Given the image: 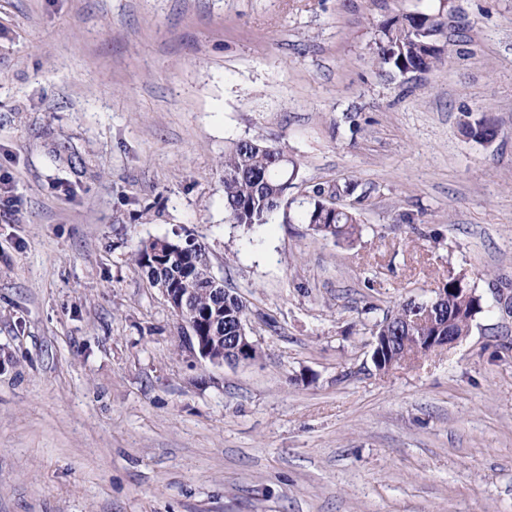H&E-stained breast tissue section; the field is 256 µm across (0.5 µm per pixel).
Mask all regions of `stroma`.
Listing matches in <instances>:
<instances>
[{
    "instance_id": "1",
    "label": "stroma",
    "mask_w": 512,
    "mask_h": 512,
    "mask_svg": "<svg viewBox=\"0 0 512 512\" xmlns=\"http://www.w3.org/2000/svg\"><path fill=\"white\" fill-rule=\"evenodd\" d=\"M450 10L437 69L379 23ZM499 127L464 137L462 113ZM299 167L226 223L225 150ZM353 179L362 232L316 234ZM203 243L259 346L215 366L130 261ZM465 275L467 336L377 371L371 328ZM512 0H0V512H512ZM324 186L312 188L309 207L302 220L310 224L312 230L323 237H333L340 241H353L361 232L356 212L344 206H333L326 201Z\"/></svg>"
}]
</instances>
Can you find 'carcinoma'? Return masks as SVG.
I'll use <instances>...</instances> for the list:
<instances>
[{
  "instance_id": "carcinoma-1",
  "label": "carcinoma",
  "mask_w": 512,
  "mask_h": 512,
  "mask_svg": "<svg viewBox=\"0 0 512 512\" xmlns=\"http://www.w3.org/2000/svg\"><path fill=\"white\" fill-rule=\"evenodd\" d=\"M450 45L448 20L442 13H407L380 24L375 61L387 74L397 75L408 67L429 72L442 64ZM459 125L463 136L479 143H491L498 136L496 124L484 114L464 112ZM285 157L282 149L255 139H241L224 153V211L228 223L238 226L268 223L283 203V180L299 176L296 163L283 162ZM326 192L321 185L312 188L302 220L324 237L354 240L361 232L356 212L344 206H330ZM161 242L160 238L145 241L131 256L150 285L188 290L195 308L191 322L196 332L203 333L208 316L222 311L224 335H236L238 325L247 321L249 307L240 296L213 285L205 247L196 242L190 253L159 257L155 251ZM423 305V301L405 303L373 324L378 334L396 337L394 354L399 361L427 353L426 336L466 335L471 322L482 312L479 297L460 303L450 298L435 319L418 321L414 319V308Z\"/></svg>"
}]
</instances>
